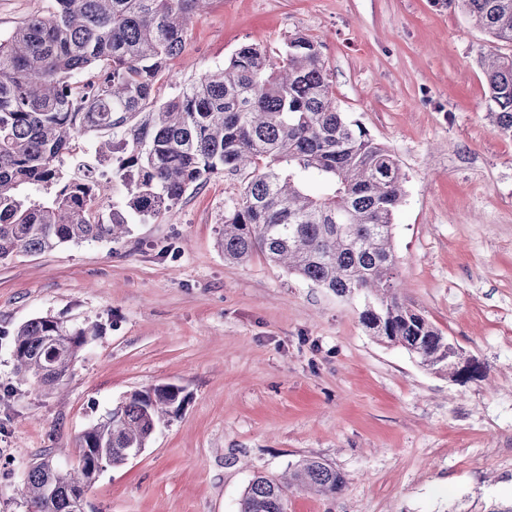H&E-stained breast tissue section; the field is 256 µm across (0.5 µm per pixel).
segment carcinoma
Returning <instances> with one entry per match:
<instances>
[{
    "mask_svg": "<svg viewBox=\"0 0 512 512\" xmlns=\"http://www.w3.org/2000/svg\"><path fill=\"white\" fill-rule=\"evenodd\" d=\"M208 0H53L0 41V261L63 244L114 242L176 204L210 175L244 177L224 208V259L268 261L340 297L361 295V325L428 369H448V338L404 301L397 283L393 216L404 196L399 160L336 108L320 45L288 39L270 56L246 43L224 65L167 98L168 62L179 56ZM496 47L512 48V0H462ZM488 117L512 139V54L480 56ZM120 192L99 210L100 174ZM316 179L326 190L314 194ZM98 329L52 317L21 324L16 370L39 387L69 375ZM181 391L134 392L79 439L76 464L45 454L30 467L29 512H84L107 467L146 447ZM344 476L318 458L288 480L258 475L240 512H286L288 491L339 494Z\"/></svg>",
    "mask_w": 512,
    "mask_h": 512,
    "instance_id": "cac0c4a2",
    "label": "carcinoma"
}]
</instances>
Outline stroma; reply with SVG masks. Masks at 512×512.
I'll use <instances>...</instances> for the list:
<instances>
[{
    "label": "stroma",
    "instance_id": "35a3bbf8",
    "mask_svg": "<svg viewBox=\"0 0 512 512\" xmlns=\"http://www.w3.org/2000/svg\"><path fill=\"white\" fill-rule=\"evenodd\" d=\"M321 45L339 111L406 177L394 250L408 305L486 368L461 382L423 369L342 298L254 255L226 261L221 172L116 242L0 262V512H27L38 455L75 464L79 436L137 391L184 402L136 458L108 468L86 512H238L255 474L317 457L336 497L288 494L287 512H504L512 506V139L495 132L459 0H210L168 64L170 96L240 45ZM51 316L94 325L57 388L22 380L13 335Z\"/></svg>",
    "mask_w": 512,
    "mask_h": 512
}]
</instances>
